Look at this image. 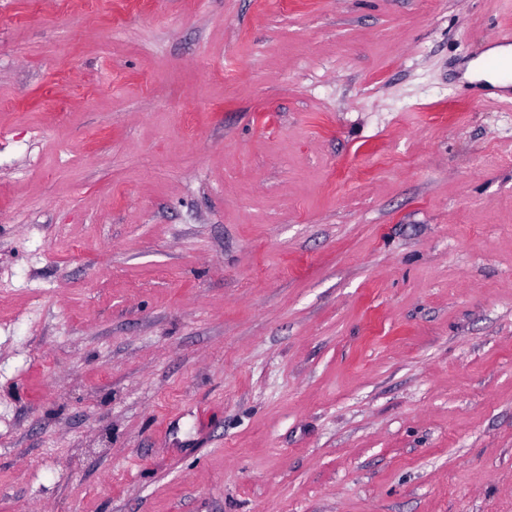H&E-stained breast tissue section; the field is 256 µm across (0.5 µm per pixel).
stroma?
Here are the masks:
<instances>
[{"mask_svg": "<svg viewBox=\"0 0 512 512\" xmlns=\"http://www.w3.org/2000/svg\"><path fill=\"white\" fill-rule=\"evenodd\" d=\"M512 0H0V512H512ZM485 56L499 59L505 71L512 64V47L499 46L490 49ZM485 56L472 60L466 71L464 79L470 82H485V87L493 90L489 95H497L499 91H505L510 82V78L506 79L503 75H498L488 70L485 66Z\"/></svg>", "mask_w": 512, "mask_h": 512, "instance_id": "35a3bbf8", "label": "stroma"}]
</instances>
